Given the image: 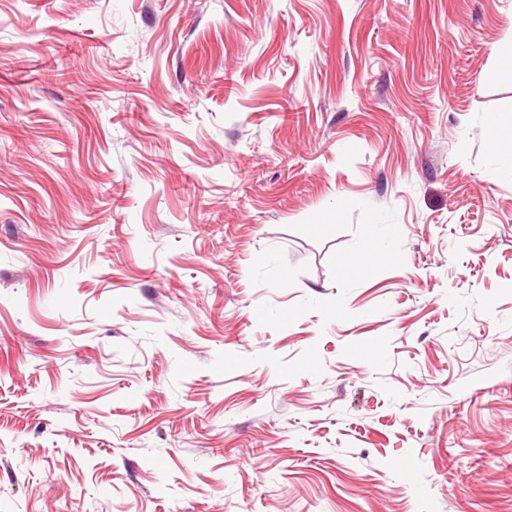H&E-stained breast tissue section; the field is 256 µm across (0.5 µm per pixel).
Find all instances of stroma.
Segmentation results:
<instances>
[{"label":"stroma","instance_id":"obj_1","mask_svg":"<svg viewBox=\"0 0 512 512\" xmlns=\"http://www.w3.org/2000/svg\"><path fill=\"white\" fill-rule=\"evenodd\" d=\"M510 52L512 0H0V512H512Z\"/></svg>","mask_w":512,"mask_h":512}]
</instances>
